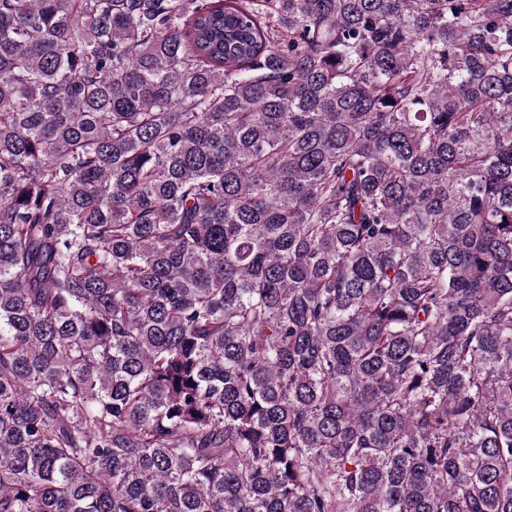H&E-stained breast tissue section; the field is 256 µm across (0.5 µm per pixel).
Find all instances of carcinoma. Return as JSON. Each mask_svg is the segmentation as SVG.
Listing matches in <instances>:
<instances>
[{"instance_id": "carcinoma-1", "label": "carcinoma", "mask_w": 512, "mask_h": 512, "mask_svg": "<svg viewBox=\"0 0 512 512\" xmlns=\"http://www.w3.org/2000/svg\"><path fill=\"white\" fill-rule=\"evenodd\" d=\"M0 512H512V0H0Z\"/></svg>"}]
</instances>
